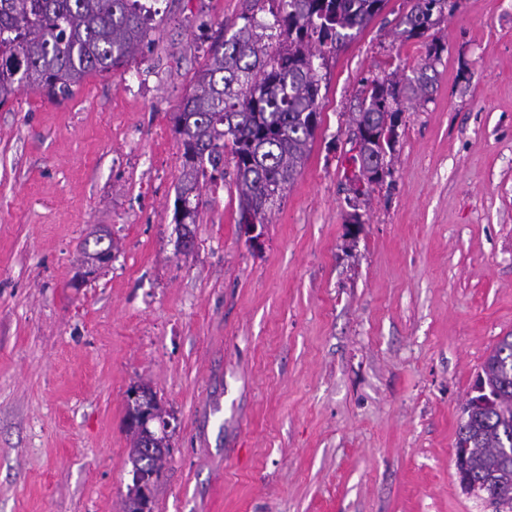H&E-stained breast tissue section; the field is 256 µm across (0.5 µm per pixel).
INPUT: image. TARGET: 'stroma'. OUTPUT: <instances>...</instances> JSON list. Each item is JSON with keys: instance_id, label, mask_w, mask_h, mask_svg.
Wrapping results in <instances>:
<instances>
[{"instance_id": "1", "label": "stroma", "mask_w": 512, "mask_h": 512, "mask_svg": "<svg viewBox=\"0 0 512 512\" xmlns=\"http://www.w3.org/2000/svg\"><path fill=\"white\" fill-rule=\"evenodd\" d=\"M150 42L73 97L0 107V512H124L127 392L171 415L151 512H495L454 466L462 406L512 335V0H390L319 74L308 158L253 246L232 156L173 221L172 115L247 0H144ZM401 101L376 183L351 162L365 79ZM114 258L79 282L80 246ZM411 9L402 17L400 34L405 40L429 37L428 34L441 22L448 0H412Z\"/></svg>"}]
</instances>
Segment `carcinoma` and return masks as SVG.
Listing matches in <instances>:
<instances>
[{
  "instance_id": "1",
  "label": "carcinoma",
  "mask_w": 512,
  "mask_h": 512,
  "mask_svg": "<svg viewBox=\"0 0 512 512\" xmlns=\"http://www.w3.org/2000/svg\"><path fill=\"white\" fill-rule=\"evenodd\" d=\"M270 1V24L255 8ZM401 36L420 39L441 22L448 0H412ZM388 0H252L243 24L209 46L193 92L173 115L182 170L175 208L197 223L200 180L224 177V150L234 160L240 215L265 224L302 169L320 124V78L315 61L336 50L350 32L364 30ZM151 10L140 0H0V106L20 88L59 103L71 98L90 72L125 67L148 39ZM277 39L278 48L270 49ZM426 72L404 84L374 79L352 123L361 136L353 161L373 181L369 162L393 149L388 133L398 123L399 99L429 93ZM113 244H83L85 263L103 267ZM496 406L459 424L455 461L472 491L512 512V336L492 349L477 375Z\"/></svg>"
}]
</instances>
